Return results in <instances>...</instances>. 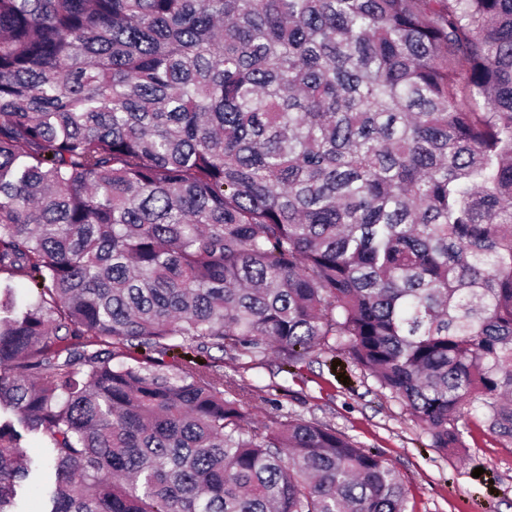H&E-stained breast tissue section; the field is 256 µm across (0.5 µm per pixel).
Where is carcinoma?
I'll return each instance as SVG.
<instances>
[{
  "mask_svg": "<svg viewBox=\"0 0 512 512\" xmlns=\"http://www.w3.org/2000/svg\"><path fill=\"white\" fill-rule=\"evenodd\" d=\"M213 349L512 445V0H0V512H405Z\"/></svg>",
  "mask_w": 512,
  "mask_h": 512,
  "instance_id": "carcinoma-1",
  "label": "carcinoma"
}]
</instances>
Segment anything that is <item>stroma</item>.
Returning <instances> with one entry per match:
<instances>
[{
  "mask_svg": "<svg viewBox=\"0 0 512 512\" xmlns=\"http://www.w3.org/2000/svg\"><path fill=\"white\" fill-rule=\"evenodd\" d=\"M214 357L254 389V419L292 412L380 451L406 480V512H512V447L482 419L468 421L461 454L442 453L406 408L380 398L374 380L349 361L314 357L293 376L272 357L248 364L219 351Z\"/></svg>",
  "mask_w": 512,
  "mask_h": 512,
  "instance_id": "obj_1",
  "label": "stroma"
}]
</instances>
